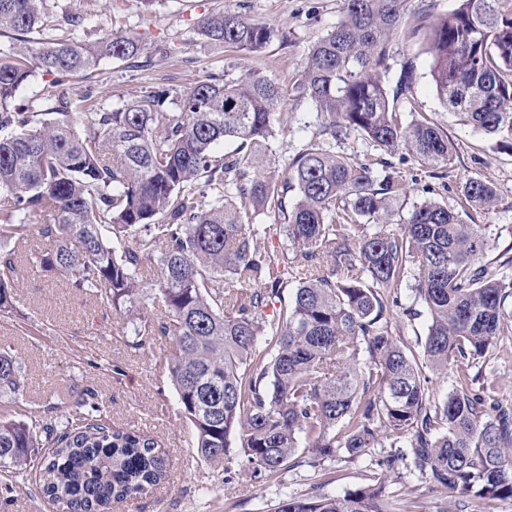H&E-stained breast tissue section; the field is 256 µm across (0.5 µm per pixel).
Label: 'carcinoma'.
I'll use <instances>...</instances> for the list:
<instances>
[{
    "mask_svg": "<svg viewBox=\"0 0 512 512\" xmlns=\"http://www.w3.org/2000/svg\"><path fill=\"white\" fill-rule=\"evenodd\" d=\"M403 2L343 0V18L311 46L290 90L217 72L183 90L156 83L109 109L96 84L75 98L58 87L138 56V37L117 28L91 38V0L75 13L53 0H0V240L37 232L49 242L36 255L44 270L71 273L74 287L126 317L130 335L174 342L166 364L179 412L198 456L224 472L233 439L258 478L289 468L300 450L316 468L393 449L369 482L284 499L274 512H391L390 484L408 458L434 491L512 500V407L473 371L512 334V256L485 262L488 225L474 218L495 188L463 182L467 222L435 199L404 214L409 181L392 163L335 151L358 133L436 169L453 159L443 130L422 115L402 120L381 81ZM194 33L255 55L285 38L221 8ZM427 41L443 105L512 151V0H459L430 22ZM39 72L51 81L16 103ZM290 99L310 104L315 122L300 123L307 142L283 179L272 141ZM259 215L270 223H253ZM271 229L288 247L261 245ZM147 260L160 270L154 294L143 288ZM16 275L15 252L0 243V312H10ZM407 276L428 315L420 356L392 331ZM157 298L166 315L154 319L140 301ZM428 371L455 377L441 400ZM23 386L18 361L0 350V400ZM103 414L90 393L61 428L1 417L0 468L24 477L38 462L58 512H112L162 484L159 442Z\"/></svg>",
    "mask_w": 512,
    "mask_h": 512,
    "instance_id": "1",
    "label": "carcinoma"
}]
</instances>
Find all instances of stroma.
<instances>
[{
    "label": "stroma",
    "instance_id": "stroma-1",
    "mask_svg": "<svg viewBox=\"0 0 512 512\" xmlns=\"http://www.w3.org/2000/svg\"><path fill=\"white\" fill-rule=\"evenodd\" d=\"M458 5V0H406L402 34L383 78L388 89H395L403 65H411L412 84L396 109L406 115L418 112L435 122L455 147L453 160L442 177L410 155L394 165L411 180L406 199L410 206L432 198L453 209L466 178L491 182L497 202L475 220L489 227L487 257L494 260L512 248V152L496 148L491 136L447 109L430 73L427 24ZM219 7L274 25L288 39L273 41L259 55L210 47L195 37L193 26ZM341 17L342 0H156L150 7L140 0H99L88 22L93 36L109 34L114 23H123L139 36L141 57L152 58L154 64L133 70L123 62H106L92 79L103 85V102L113 109L147 85L165 83L181 89L210 71H223L229 79L258 72L290 88L303 71L309 47ZM43 246L37 236L16 246L22 261L11 290L12 309L0 313V350H10L20 360L25 388L16 400L0 402V416L58 424L83 393L93 390L106 407L110 426L155 436L167 457V480L149 494L120 504L116 512H273L282 498L316 487L340 495L378 473L377 461L384 454L379 447L356 460L336 458L322 470L302 464L268 479L253 477L237 464L226 470L200 460L191 426L177 413L166 370V359L174 352L172 342L162 336L138 342L125 334L123 317L72 288L68 274L47 272L32 262V253ZM399 301L393 311L395 332L404 343L416 346L426 332L425 308L408 287L401 288ZM393 492V512H512L511 501L450 498L428 490L410 473ZM0 512L53 508L44 499L36 474L18 478L0 470Z\"/></svg>",
    "mask_w": 512,
    "mask_h": 512
}]
</instances>
